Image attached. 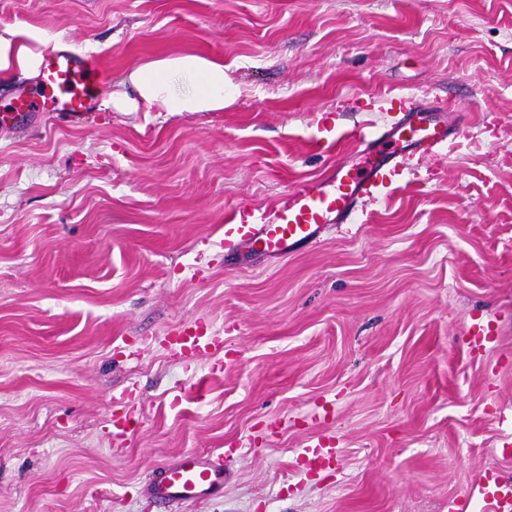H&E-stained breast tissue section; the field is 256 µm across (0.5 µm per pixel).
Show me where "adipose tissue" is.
Here are the masks:
<instances>
[{
    "label": "adipose tissue",
    "instance_id": "1",
    "mask_svg": "<svg viewBox=\"0 0 512 512\" xmlns=\"http://www.w3.org/2000/svg\"><path fill=\"white\" fill-rule=\"evenodd\" d=\"M44 40L31 30L0 34V77L34 75L39 56L33 46ZM123 83L124 90L111 93L109 102L130 112L142 106L158 112H216L232 96L223 60L192 52L146 61L129 71Z\"/></svg>",
    "mask_w": 512,
    "mask_h": 512
}]
</instances>
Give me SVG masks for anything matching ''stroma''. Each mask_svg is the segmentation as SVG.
<instances>
[{"instance_id":"35a3bbf8","label":"stroma","mask_w":512,"mask_h":512,"mask_svg":"<svg viewBox=\"0 0 512 512\" xmlns=\"http://www.w3.org/2000/svg\"><path fill=\"white\" fill-rule=\"evenodd\" d=\"M21 28L108 91L178 52L237 90L0 135V512H158L159 471L217 450L223 491L172 512H448L512 479V0H0ZM412 95L470 115L439 156L318 247L226 255L236 207L354 162ZM194 324L222 350L173 354Z\"/></svg>"}]
</instances>
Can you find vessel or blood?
Masks as SVG:
<instances>
[{
  "label": "vessel or blood",
  "mask_w": 512,
  "mask_h": 512,
  "mask_svg": "<svg viewBox=\"0 0 512 512\" xmlns=\"http://www.w3.org/2000/svg\"><path fill=\"white\" fill-rule=\"evenodd\" d=\"M39 84L38 98L15 103L18 117L30 116L43 98L51 100L57 111L82 117L92 111L104 78L89 58L53 49L41 67ZM397 111L392 122L375 131H351L360 163L344 164L323 178L306 181L270 214L238 207L224 226L227 253L248 247L280 258L297 247L316 245L329 225L346 223L364 197L400 175L407 154H436L458 130L442 106L403 99ZM170 344L187 355H207L216 352L221 341L189 326L173 336ZM223 486V454L198 452L163 470L150 485L149 494L159 512H167L172 504L217 494ZM475 501L482 512H512V480L487 472L469 495L449 501L448 512H467Z\"/></svg>",
  "instance_id": "obj_1"
}]
</instances>
